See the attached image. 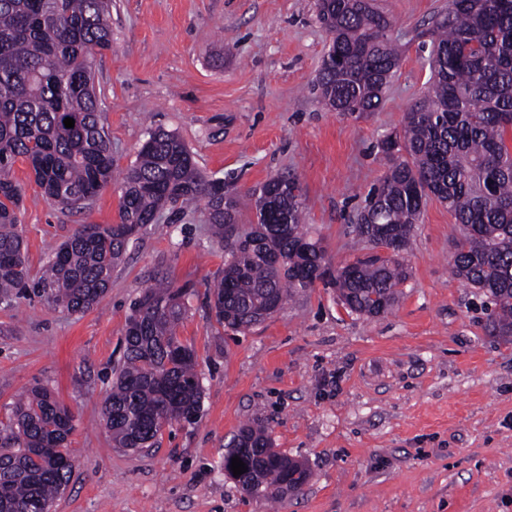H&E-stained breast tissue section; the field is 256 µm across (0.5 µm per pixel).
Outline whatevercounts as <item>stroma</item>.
Wrapping results in <instances>:
<instances>
[{"instance_id": "stroma-1", "label": "stroma", "mask_w": 512, "mask_h": 512, "mask_svg": "<svg viewBox=\"0 0 512 512\" xmlns=\"http://www.w3.org/2000/svg\"><path fill=\"white\" fill-rule=\"evenodd\" d=\"M316 3L112 0V47L93 69L116 172L149 130L175 132L238 196L243 231L262 184L295 173L333 269L360 253L356 216L385 173L381 143L428 87V31L448 0H376L401 61L375 112L334 111L314 91L330 43ZM12 174L25 188L18 229L32 275L78 225L118 221L120 180L69 209L46 198L27 161ZM458 234L447 207L428 200L404 252L410 276L382 317L350 314L319 280L233 333L210 308L224 243L204 203L164 210L131 238L94 309L33 295L0 304V422L37 384L74 414L76 465L51 512H512V340L492 335L483 296L453 275ZM160 272L187 289L177 334L197 355L201 417L127 451L113 447L102 405L131 305ZM251 423L311 473L274 505L224 472L228 442Z\"/></svg>"}]
</instances>
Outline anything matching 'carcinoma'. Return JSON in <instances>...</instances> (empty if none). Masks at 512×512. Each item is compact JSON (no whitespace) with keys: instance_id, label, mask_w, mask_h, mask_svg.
I'll list each match as a JSON object with an SVG mask.
<instances>
[{"instance_id":"carcinoma-1","label":"carcinoma","mask_w":512,"mask_h":512,"mask_svg":"<svg viewBox=\"0 0 512 512\" xmlns=\"http://www.w3.org/2000/svg\"><path fill=\"white\" fill-rule=\"evenodd\" d=\"M112 0H0V303L32 294L71 312L92 308L125 252L128 230L158 220L179 203L205 202L207 220L229 245L224 276L214 285L218 323L242 332L259 323L269 301H287L326 274L325 251L303 220L304 193L290 172L262 186L258 221L234 235L239 200L224 181L205 176L175 134L148 132L123 175L119 222L82 224L31 275L17 230L24 194L11 177L26 160L46 197L83 208L112 181V149L102 122L94 55L112 47ZM318 20L331 35L314 90L337 112H374L400 65L391 22L371 0H318ZM432 80L406 113L403 142L383 144L388 163L361 213L357 232L373 252L336 269V293L351 314L375 318L398 301L407 279L401 252L423 207H448L460 234L452 272L480 290L494 330L512 336V0H449L431 31ZM74 119L67 128L64 119ZM184 288L160 279L136 299L127 322L125 361L102 415L113 446L150 448L173 422L189 425L201 411L192 348L176 328ZM74 428L69 408L44 387L13 406L0 428V512H48L75 461L66 448ZM247 472L241 491L275 501L308 480L304 462L272 448L262 427L244 426L224 454Z\"/></svg>"}]
</instances>
